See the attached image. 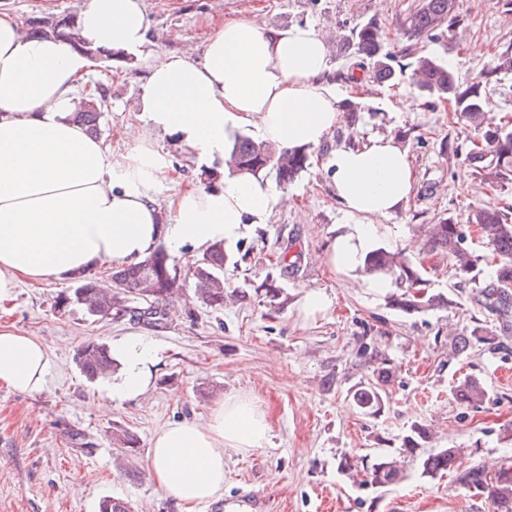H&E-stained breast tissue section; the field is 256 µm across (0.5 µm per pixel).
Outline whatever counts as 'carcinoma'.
Wrapping results in <instances>:
<instances>
[{
	"mask_svg": "<svg viewBox=\"0 0 512 512\" xmlns=\"http://www.w3.org/2000/svg\"><path fill=\"white\" fill-rule=\"evenodd\" d=\"M465 22L459 12L458 0H418V4L403 21L404 33L408 40L419 41L426 37H438V31H454ZM75 25L34 19L30 22L28 34L64 38L80 49L87 46L75 41ZM340 52L358 59V66L372 68L373 78L381 83L393 80L396 70L395 54L386 48L380 24L372 19L349 29ZM512 67V47L501 54L500 62L485 69L480 79L461 89L452 67L443 59L430 54H416L410 62L416 85L427 98V103H451L454 111L466 119L477 132L466 153V161L473 173L481 177L494 192L512 183V122H502L492 115L490 91L498 82V74L505 66ZM102 108L88 104L74 113L76 122L92 133L100 131ZM311 151L308 147L271 151L262 142H256L243 135L236 137L230 161L242 172L259 175L271 174L276 182L287 185L310 165ZM466 227L476 226L481 238L494 256L493 286L482 288L477 296L488 309L500 317L512 313V211L501 207L483 205L474 208L468 217ZM447 218L432 226L433 246L448 255L453 262L456 276L479 283L483 256L461 240L464 227ZM228 255L224 244L209 245L191 272L195 295L205 308L217 312L224 308L228 288L224 281V266ZM369 274L387 277L393 287L401 293L390 295L391 303L398 310L412 314L424 312L441 303L440 296L428 294V279L414 265L402 250H388L379 247L370 252L364 263ZM112 285L108 286L91 274L74 277L71 293L61 296L57 306L74 305L84 314L97 321L120 319L134 316L151 328L165 327V307L181 288V274L169 262L166 249L155 248L144 260L123 265L112 270ZM138 300L140 305L131 302ZM497 339L490 326H476L468 336H460L454 348L466 352L476 340L494 344ZM81 374L90 381L105 378L118 370L119 364L112 356L111 349L102 342H90L81 347L75 356ZM390 370L381 367L374 379L360 387L354 394L359 409L373 414L381 409L382 392L389 382ZM487 395L486 389L476 379L467 376L453 387V397L461 404H479ZM428 439L427 429L415 424L404 437L403 447L413 452ZM113 444L133 454L139 440L128 429L116 427L112 431ZM461 449L443 448L423 457L422 473L430 477L459 469L458 458ZM402 472L397 462L384 458L374 463L367 471V482L378 488L391 487L401 483ZM460 482L469 490L487 495L493 512H512V465H502L494 472L482 466H472L459 475ZM98 512H130V506L122 499L104 497L98 504Z\"/></svg>",
	"mask_w": 512,
	"mask_h": 512,
	"instance_id": "cac0c4a2",
	"label": "carcinoma"
}]
</instances>
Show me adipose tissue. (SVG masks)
I'll return each mask as SVG.
<instances>
[{
	"mask_svg": "<svg viewBox=\"0 0 512 512\" xmlns=\"http://www.w3.org/2000/svg\"><path fill=\"white\" fill-rule=\"evenodd\" d=\"M78 34L91 47L149 57L143 87L144 124L130 126V153L114 160L103 143L69 115L88 58L59 38L27 36L0 10V302L20 278L58 279L96 264L136 263L165 244L193 264L194 248L233 242L245 225L267 223L287 195L249 174L225 173L207 187L173 189L158 199L169 167L153 147L160 133L190 149L198 166L227 158L246 128L277 148L321 145L343 121L327 84V36L306 24L270 29L257 19H231L213 30L200 52L147 54L141 0H85ZM326 166L337 202L352 216L333 238L328 259L342 272L361 269L384 219L413 186L408 152L393 138L369 135L331 152ZM168 210L171 223H162ZM126 373L113 386L123 399L144 391L157 350L138 338L114 348ZM52 360L38 340L0 325V385L43 390ZM269 425L253 399L230 396L207 424L179 421L155 434L151 475L189 506L224 494V451L264 447Z\"/></svg>",
	"mask_w": 512,
	"mask_h": 512,
	"instance_id": "adipose-tissue-1",
	"label": "adipose tissue"
}]
</instances>
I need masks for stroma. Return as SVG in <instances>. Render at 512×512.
<instances>
[{"mask_svg": "<svg viewBox=\"0 0 512 512\" xmlns=\"http://www.w3.org/2000/svg\"><path fill=\"white\" fill-rule=\"evenodd\" d=\"M83 0H0L21 25L30 19L51 21L78 12ZM417 0H145L153 49L194 51L212 28L227 19L257 17L268 27L307 23L329 35V82L346 99L371 105L356 122H343L313 150L311 165L284 191L289 206L273 212L269 223L246 225L240 239L227 245L224 269L228 288L247 289L246 298L228 301L213 313L195 297L192 285L169 305L165 327L154 329L124 318L95 323L78 309H57V296L71 278L22 283L0 325L22 329L38 339L53 359L45 388L36 394L0 386V512H98L102 497L128 501L132 512H186L149 477L153 435L176 421L206 423L221 399L252 398L270 426L265 447L224 452V494L193 512H490L483 498L471 496L455 474L423 475L420 457L443 448L461 449L460 468L497 470L512 464V322L505 324L476 296L477 285L493 281L484 269L479 283L455 276L447 256L433 251L429 227L443 219L466 223L473 206L495 200L512 204V185L496 197L468 194L464 185L478 179L462 156L443 151L446 141L465 145L475 131L447 105H419L417 111L385 115V99L417 97L410 68L391 83L350 86L353 62L338 46L349 27L374 18L394 51L408 40L402 22ZM467 24L452 34L423 41L426 53L447 60L460 86L477 81L512 44V6L499 0H459ZM148 78L145 63L91 59L79 94L100 87L111 103L99 135L113 159L132 149L126 125L141 122V94ZM377 132L395 137L409 152L412 192L388 220L383 247L405 249L427 271L430 293L440 307L412 315L395 310L388 292L357 287L352 276L333 270L329 242L350 216L332 193L324 162L336 147ZM155 147L167 150L171 169L160 177V195L171 180L214 182L219 172H203L192 153L169 138ZM298 255V269L281 275L279 254ZM275 280L283 294L271 310L258 286ZM322 289L330 306L304 316L303 293ZM496 327L495 345L474 343L454 350L457 337L477 325ZM137 334L159 350L146 390L108 401L111 379L88 382L74 356L91 341L107 344ZM386 358L393 376L380 411L362 413L352 399L374 368L362 348ZM473 375L488 396L476 406L455 401L451 389ZM108 412H100L101 402ZM428 430L420 455L401 446L411 425ZM135 431L140 446L124 453L112 443V430ZM389 456L404 472L389 488L365 485L367 468ZM349 460L351 471L339 463Z\"/></svg>", "mask_w": 512, "mask_h": 512, "instance_id": "35a3bbf8", "label": "stroma"}]
</instances>
